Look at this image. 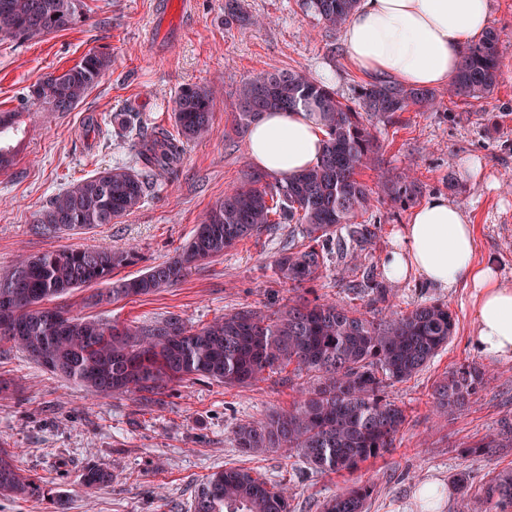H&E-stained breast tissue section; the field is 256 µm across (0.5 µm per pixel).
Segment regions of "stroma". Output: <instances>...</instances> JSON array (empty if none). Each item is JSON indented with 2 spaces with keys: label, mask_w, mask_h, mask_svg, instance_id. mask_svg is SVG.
Wrapping results in <instances>:
<instances>
[{
  "label": "stroma",
  "mask_w": 512,
  "mask_h": 512,
  "mask_svg": "<svg viewBox=\"0 0 512 512\" xmlns=\"http://www.w3.org/2000/svg\"><path fill=\"white\" fill-rule=\"evenodd\" d=\"M85 0L87 18L78 26L31 41L0 38V110L21 112L22 123L5 141L15 164L0 172V271L24 255L49 249L108 246L135 248L141 259L117 270L120 278L172 259L193 235L203 215L253 164L247 148H235L224 129L231 124L235 92L261 72L304 70L326 78L337 99L356 104L369 75L349 63L341 30H330L307 13L301 0H241L262 26L224 22V0ZM491 26L498 30L500 67L493 93L481 100L449 96L437 88L431 110L410 108L394 125L376 124L380 170L360 178L376 186L379 176L410 172L421 191L409 203L374 196L373 215L381 231L362 266L381 272L395 231L413 207L441 194L473 224L478 263L493 264L512 284V0H490ZM91 51L106 53L105 76L70 112L33 106L31 86L73 66ZM216 91L212 135L185 145L180 161L154 180L140 206L116 224L40 234L33 220L70 185L115 165H135L132 141L113 133L112 115L132 109L151 126L172 128V100L185 85ZM479 164L480 175L461 171L458 158ZM287 225L238 244L204 262L178 285L141 298L92 305L91 288L56 299L72 315L143 324L171 315L200 326L244 306L277 308L287 285L269 261ZM357 274L328 255L318 293L324 299L366 309L368 299L346 290ZM399 310L413 302L441 300L456 320L448 347L427 368L391 387L389 396L407 420L393 449L354 473L324 475L306 468L284 450L243 454L232 431L243 420H261L295 397L280 375L248 387L227 388L209 380L173 384L156 401L135 395L93 394L56 376L24 353L0 343V441L17 451V464L41 476L70 502L69 512H189L201 480L212 471L243 467L287 487L291 512H321L323 500L355 482H370L369 512H420L419 484H449L469 473L473 487L512 468V448L483 454L470 445L512 423V360H489L473 345L474 291L465 285L434 288L418 277L391 285ZM477 363L491 379L463 410H430L435 381L455 366ZM97 462L112 475L109 484L85 488L83 466Z\"/></svg>",
  "instance_id": "1"
}]
</instances>
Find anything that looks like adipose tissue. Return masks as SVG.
Masks as SVG:
<instances>
[{
	"label": "adipose tissue",
	"mask_w": 512,
	"mask_h": 512,
	"mask_svg": "<svg viewBox=\"0 0 512 512\" xmlns=\"http://www.w3.org/2000/svg\"><path fill=\"white\" fill-rule=\"evenodd\" d=\"M490 21V0H360L343 44L360 72L432 88L455 73L464 45ZM323 139L306 112L271 111L249 130V156L262 172L286 179L318 161ZM382 268L395 282L415 274L438 288L470 284L476 291V351L493 360L512 359V285L500 282L495 266L477 264L474 228L447 197L432 196L413 210Z\"/></svg>",
	"instance_id": "ef3b65f1"
}]
</instances>
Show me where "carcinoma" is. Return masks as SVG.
Segmentation results:
<instances>
[{"label": "carcinoma", "mask_w": 512, "mask_h": 512, "mask_svg": "<svg viewBox=\"0 0 512 512\" xmlns=\"http://www.w3.org/2000/svg\"><path fill=\"white\" fill-rule=\"evenodd\" d=\"M358 0H302L328 28L348 22ZM83 0H0V36L40 39L77 24ZM224 20L241 27L263 20L245 13L239 0H224ZM499 35L490 29L468 45L448 94L482 98L498 82ZM110 66L107 55L89 52L71 68L49 74L30 89L33 104L48 112H70L97 85ZM436 94L380 80L360 86L358 107L336 99L334 91L301 71L266 72L243 81L237 90L231 131L244 138L267 111L301 109L324 131L319 161L287 180L269 182L252 174L213 205L182 251L149 266L131 279H114L115 270L135 262L134 251L108 247L51 249L21 257L0 273V342L20 348L38 365L50 360L54 374L91 393L162 395L169 385L208 379L226 387L248 386L292 369L303 379L298 397L286 409L233 430L235 447L245 454L284 449L322 474L353 473L393 448L406 421L405 410L389 400L386 389L424 370L446 348L456 321L445 302L393 309L391 290L368 276L364 290L380 309L362 312L340 302L290 299L272 311L244 306L201 326L170 316L146 325L117 324L75 317L48 302L75 289L109 283L98 304L171 288L202 263L241 241L258 237L274 224L289 225L288 238L273 255L271 269L293 288L316 282L331 251L357 265L375 243L380 225L372 222L374 191L358 179L378 165L372 121L394 123L415 106L430 109ZM214 91L187 85L172 102L176 128L145 131L137 112H115L112 127L120 137H136L139 167L112 166L58 193L34 223L44 234L114 224L136 209L152 187L151 176L171 169L183 146L212 131ZM229 131V132H231ZM224 132V136H229ZM399 203L419 190L417 178L404 174L383 183ZM475 364L460 365L440 379L432 411L464 407L487 384ZM512 447V425L474 444V452ZM112 479L105 468L88 463L81 482L90 488ZM457 493L472 497L484 512H512V470L489 479L472 493L469 475L452 476ZM374 487L356 484L321 504L322 512H368ZM43 481L16 465V451L0 442V496L40 497ZM189 512H290L281 484L229 467L205 477Z\"/></svg>", "instance_id": "cac0c4a2"}]
</instances>
